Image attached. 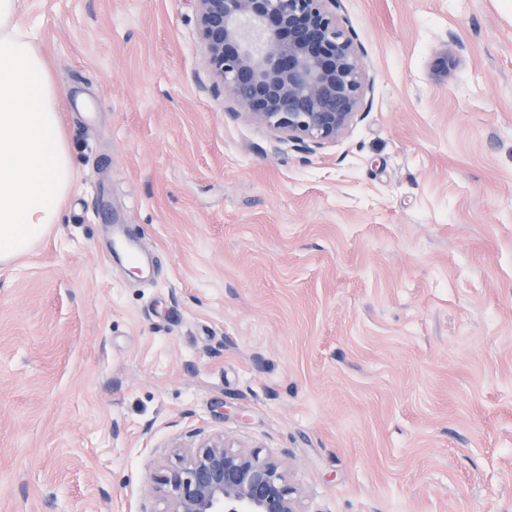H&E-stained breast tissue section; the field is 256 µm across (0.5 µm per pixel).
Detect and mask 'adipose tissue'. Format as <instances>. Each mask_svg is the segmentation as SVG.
<instances>
[{
    "label": "adipose tissue",
    "mask_w": 512,
    "mask_h": 512,
    "mask_svg": "<svg viewBox=\"0 0 512 512\" xmlns=\"http://www.w3.org/2000/svg\"><path fill=\"white\" fill-rule=\"evenodd\" d=\"M59 90L18 0H0V262L27 254L55 224L74 182Z\"/></svg>",
    "instance_id": "adipose-tissue-1"
}]
</instances>
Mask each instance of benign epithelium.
<instances>
[{
  "instance_id": "7a95c632",
  "label": "benign epithelium",
  "mask_w": 512,
  "mask_h": 512,
  "mask_svg": "<svg viewBox=\"0 0 512 512\" xmlns=\"http://www.w3.org/2000/svg\"><path fill=\"white\" fill-rule=\"evenodd\" d=\"M206 61L228 115L266 128L274 150L313 153L344 137L365 110L362 51L342 0H194ZM454 38L436 49L433 76L460 63ZM163 512H304L284 464L203 438L183 466L151 476Z\"/></svg>"
}]
</instances>
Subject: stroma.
<instances>
[{"label":"stroma","mask_w":512,"mask_h":512,"mask_svg":"<svg viewBox=\"0 0 512 512\" xmlns=\"http://www.w3.org/2000/svg\"><path fill=\"white\" fill-rule=\"evenodd\" d=\"M343 8L368 106L307 154L225 114L193 0H19L77 177L0 264V512H162L203 437L305 512H512V0ZM461 51L462 46L455 38L444 41L436 49L431 62V70L437 80L448 79V70L455 68L460 63Z\"/></svg>","instance_id":"obj_1"}]
</instances>
